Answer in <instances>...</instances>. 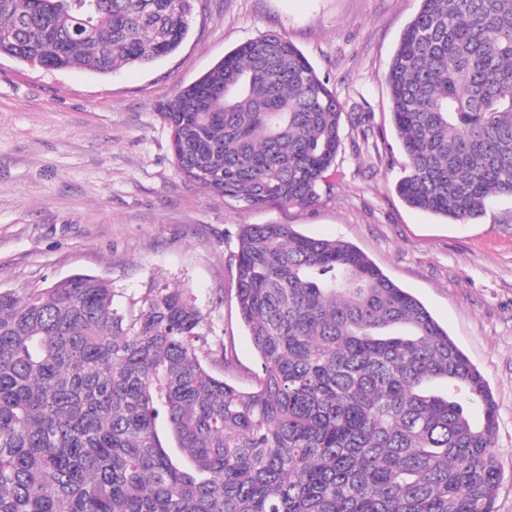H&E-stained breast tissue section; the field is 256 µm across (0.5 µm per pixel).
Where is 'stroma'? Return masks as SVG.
I'll use <instances>...</instances> for the list:
<instances>
[{
  "label": "stroma",
  "instance_id": "1",
  "mask_svg": "<svg viewBox=\"0 0 512 512\" xmlns=\"http://www.w3.org/2000/svg\"><path fill=\"white\" fill-rule=\"evenodd\" d=\"M420 0H197L179 49L101 75L0 56V291L44 289L75 274L112 285L128 310L150 289L185 291L205 334L231 348L211 365L240 389L261 362L235 297L246 224H290L341 239L410 292L486 378L496 404L502 478L495 512H512V196L452 223L396 191L406 158L385 76ZM288 38L340 101L342 143L314 205L250 207L176 169L164 106L239 45Z\"/></svg>",
  "mask_w": 512,
  "mask_h": 512
}]
</instances>
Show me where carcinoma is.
I'll return each mask as SVG.
<instances>
[{"mask_svg":"<svg viewBox=\"0 0 512 512\" xmlns=\"http://www.w3.org/2000/svg\"><path fill=\"white\" fill-rule=\"evenodd\" d=\"M194 0H0V56L107 75L175 52ZM410 207L466 223L512 195V0H420L385 77ZM180 174L307 206L342 106L286 37L224 56L161 113ZM240 390L179 289L130 314L104 279L0 291V512H493L496 405L425 306L355 246L245 224ZM480 407L474 418L469 406Z\"/></svg>","mask_w":512,"mask_h":512,"instance_id":"carcinoma-1","label":"carcinoma"}]
</instances>
